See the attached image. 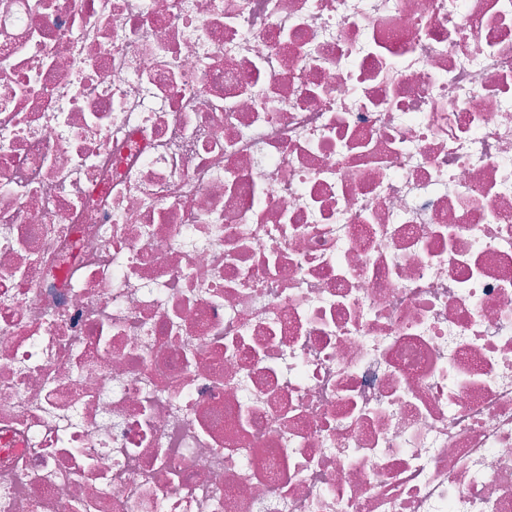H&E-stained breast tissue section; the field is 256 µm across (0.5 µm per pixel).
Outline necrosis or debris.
I'll use <instances>...</instances> for the list:
<instances>
[{
  "mask_svg": "<svg viewBox=\"0 0 512 512\" xmlns=\"http://www.w3.org/2000/svg\"><path fill=\"white\" fill-rule=\"evenodd\" d=\"M0 512H512V0H0Z\"/></svg>",
  "mask_w": 512,
  "mask_h": 512,
  "instance_id": "4bbe7bcc",
  "label": "necrosis or debris"
}]
</instances>
